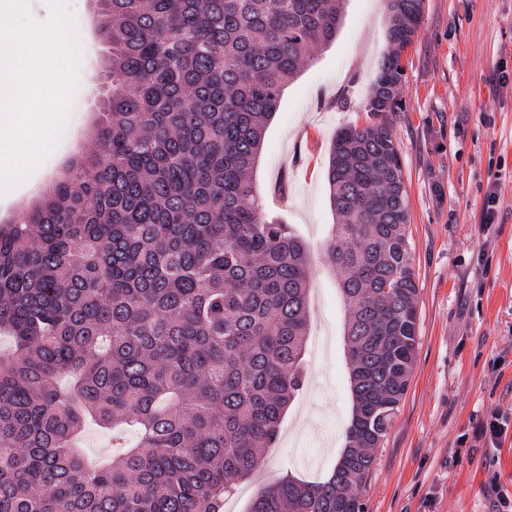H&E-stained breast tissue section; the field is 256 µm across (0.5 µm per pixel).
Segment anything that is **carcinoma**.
<instances>
[{"instance_id": "carcinoma-1", "label": "carcinoma", "mask_w": 512, "mask_h": 512, "mask_svg": "<svg viewBox=\"0 0 512 512\" xmlns=\"http://www.w3.org/2000/svg\"><path fill=\"white\" fill-rule=\"evenodd\" d=\"M345 0H95L108 45L95 152L19 224H0V512H224L305 382L307 249L253 180L265 129ZM424 0H388L389 49L366 100L394 112ZM327 246L352 305L355 406L317 483L284 477L249 512H363L370 449L414 365L418 286L389 125L336 131ZM139 442L101 468L87 421Z\"/></svg>"}]
</instances>
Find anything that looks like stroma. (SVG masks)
<instances>
[{
  "label": "stroma",
  "mask_w": 512,
  "mask_h": 512,
  "mask_svg": "<svg viewBox=\"0 0 512 512\" xmlns=\"http://www.w3.org/2000/svg\"><path fill=\"white\" fill-rule=\"evenodd\" d=\"M66 7L81 47L78 84L57 144L36 169L43 185L62 174L75 147L95 148L103 46L93 0ZM388 24L387 0H346L335 40L311 48L267 126L254 171L262 207L308 246L305 384L224 512H248L261 487L288 475L323 480L346 446L349 307L327 259L336 217L326 170L337 130L373 120L365 101ZM402 64V105L386 120L407 190L419 345L357 496L364 512H493L491 482L512 499V429L497 448L478 433L494 411L512 422V0H425ZM491 186L497 222L484 233Z\"/></svg>",
  "instance_id": "1"
}]
</instances>
